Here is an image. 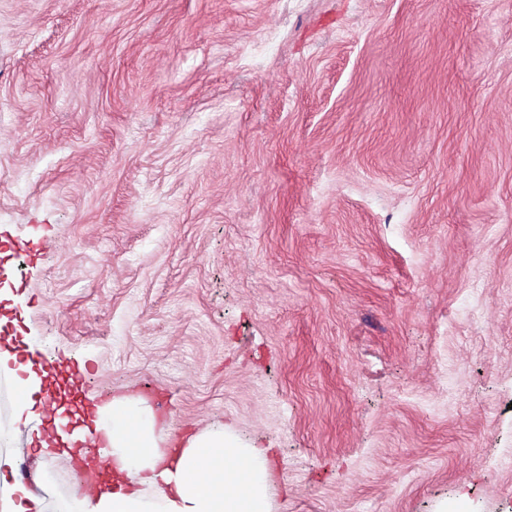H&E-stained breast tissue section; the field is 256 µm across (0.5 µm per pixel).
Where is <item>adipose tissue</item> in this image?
I'll use <instances>...</instances> for the list:
<instances>
[{"mask_svg": "<svg viewBox=\"0 0 512 512\" xmlns=\"http://www.w3.org/2000/svg\"><path fill=\"white\" fill-rule=\"evenodd\" d=\"M0 370L14 378V407L0 414V512H46L43 496L15 480L18 460L43 454L46 443L29 427L42 380L13 348L0 350ZM94 430L74 441L98 447L111 464L107 485L75 482L58 512H272L268 458L220 427L205 429L181 448L175 467L162 465L155 415L140 397L113 399Z\"/></svg>", "mask_w": 512, "mask_h": 512, "instance_id": "1", "label": "adipose tissue"}]
</instances>
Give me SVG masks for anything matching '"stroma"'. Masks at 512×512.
<instances>
[{
  "instance_id": "1",
  "label": "stroma",
  "mask_w": 512,
  "mask_h": 512,
  "mask_svg": "<svg viewBox=\"0 0 512 512\" xmlns=\"http://www.w3.org/2000/svg\"><path fill=\"white\" fill-rule=\"evenodd\" d=\"M0 247L14 348L272 512L512 504V0H0ZM42 366L51 383L55 386L62 384L78 398V404L82 403L80 395L84 385V374L78 363L70 362L64 366L57 362H43Z\"/></svg>"
}]
</instances>
